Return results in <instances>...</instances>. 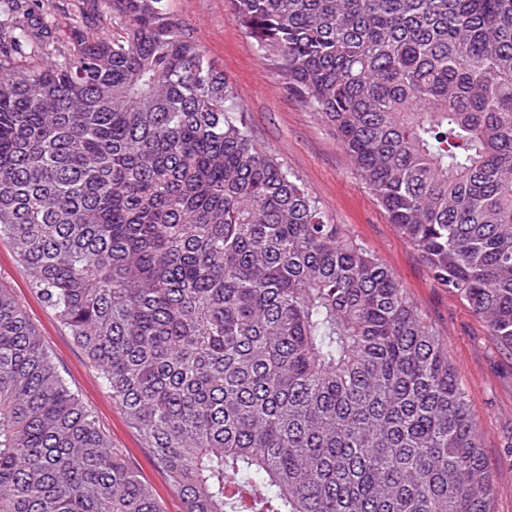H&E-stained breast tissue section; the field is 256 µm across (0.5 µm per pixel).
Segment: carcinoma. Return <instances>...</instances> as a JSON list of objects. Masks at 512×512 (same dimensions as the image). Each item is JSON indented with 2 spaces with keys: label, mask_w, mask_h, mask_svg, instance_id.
<instances>
[{
  "label": "carcinoma",
  "mask_w": 512,
  "mask_h": 512,
  "mask_svg": "<svg viewBox=\"0 0 512 512\" xmlns=\"http://www.w3.org/2000/svg\"><path fill=\"white\" fill-rule=\"evenodd\" d=\"M0 17V236L184 512H493L432 324L253 138L169 0ZM512 351V0H230ZM32 59L14 65L13 58ZM0 512H160L0 286ZM82 0H49L50 6L42 9V2L19 1L21 11L33 8L41 14L50 24L53 34L52 38L55 46L72 47L76 34L83 32L88 35L112 36V8L108 5L99 3L95 11L86 10V4L82 5ZM32 3L40 4L38 9ZM85 8L84 10L82 8Z\"/></svg>",
  "instance_id": "1"
}]
</instances>
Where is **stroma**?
Masks as SVG:
<instances>
[{"label": "stroma", "instance_id": "1", "mask_svg": "<svg viewBox=\"0 0 512 512\" xmlns=\"http://www.w3.org/2000/svg\"><path fill=\"white\" fill-rule=\"evenodd\" d=\"M182 28L237 90L256 142L272 152L316 198L331 223L385 264L448 350L483 440L484 463L493 479L494 512H512V353L492 340L486 323L431 278L418 253L402 239L352 162L319 116L288 92L228 15L227 0H170ZM56 47L73 45L78 33L108 36V5L84 9L81 0H49L41 11ZM0 283L10 289L38 330L50 356L83 404L92 410L112 447L123 451L140 480L155 494L161 512H183L138 432L112 402L72 336L31 285L10 242L0 238Z\"/></svg>", "mask_w": 512, "mask_h": 512}]
</instances>
